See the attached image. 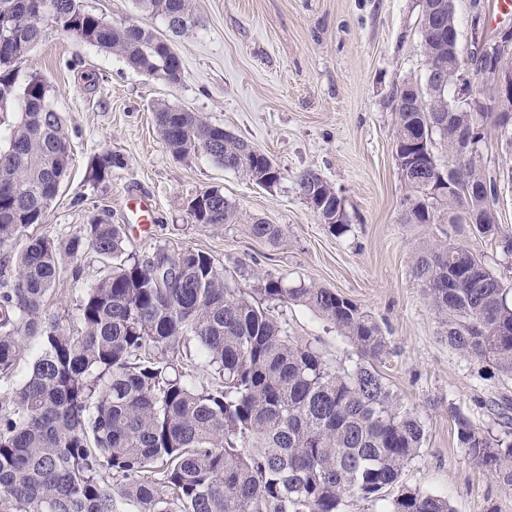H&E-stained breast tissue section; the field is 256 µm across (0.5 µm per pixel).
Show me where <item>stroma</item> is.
<instances>
[{
  "mask_svg": "<svg viewBox=\"0 0 512 512\" xmlns=\"http://www.w3.org/2000/svg\"><path fill=\"white\" fill-rule=\"evenodd\" d=\"M107 21L162 19L135 0H82ZM459 42L469 47L474 14L491 38L512 26L497 0H453ZM198 24L175 38L183 66L179 84L130 68L115 53L47 30L23 58L22 75L39 76L68 133L71 170L46 223L27 228L66 242L99 216L126 229V252L145 259L159 248L194 249L226 267L244 288L272 274L290 286L316 284L338 292L383 330L389 353L378 368L425 426L420 457L404 484L449 500L455 512H512V485L473 464L462 452L452 416L460 411L482 429L496 424L486 409L512 379L449 348L421 285L411 274L418 245L439 226L406 221L408 191L394 154L390 99L406 79L421 81L426 60L418 28L419 0H193ZM168 103L249 141L279 166L282 178L265 189L225 170L208 156H173L156 127L154 105ZM125 165L97 183L90 166L104 150ZM318 173L344 198L351 230L341 237L320 224L296 190L304 171ZM222 189L241 211L239 223H191L185 204L206 189ZM152 203V224L130 221L131 202ZM280 225L271 243L253 238L254 219ZM80 277L64 272L47 304L67 330L72 307L104 273L95 254L79 261ZM291 335L330 365L351 364L355 350L308 308L279 307Z\"/></svg>",
  "mask_w": 512,
  "mask_h": 512,
  "instance_id": "35a3bbf8",
  "label": "stroma"
}]
</instances>
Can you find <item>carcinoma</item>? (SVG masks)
Listing matches in <instances>:
<instances>
[{"mask_svg":"<svg viewBox=\"0 0 512 512\" xmlns=\"http://www.w3.org/2000/svg\"><path fill=\"white\" fill-rule=\"evenodd\" d=\"M0 0V112L17 113L0 146V249L12 247L49 209L69 169L71 145L44 81L18 82L17 64L42 40L46 26L119 53L127 64L170 84L182 79L171 39L142 23L113 24L81 0ZM169 33L198 24L192 0H138ZM422 18L427 62L445 90L396 87L394 148L403 160L408 220L446 224L448 239L420 246L411 271L441 318L448 347L512 377V278L492 270L470 244L494 242L512 258V232L498 221V194L512 182L493 172L484 153L497 132L512 147V126L485 91L458 80L448 40L425 34V21L457 27L452 0H426ZM471 99L469 111L446 112L448 92ZM155 120L177 157L202 153L267 188L282 177L248 142L197 112L160 103ZM448 113L447 127L435 125ZM480 148L460 156L463 133ZM125 165L109 149L91 179L105 181ZM446 183L432 192L431 181ZM296 189L320 223L340 237L349 230L345 200L313 171ZM194 224H236L238 206L210 188L187 202ZM249 234L276 242L277 224L256 219ZM125 228L94 217L64 244L31 237L14 265H0V381L14 376L22 342L41 340L17 387L0 392V512H347L354 499L383 501L385 512H453L447 499L400 485L420 457L421 417L405 407L374 361L388 354L378 323L351 300L315 284L287 288L268 276L248 290L208 254L159 248L146 260L126 256ZM86 252L106 273L74 305L80 331L63 330L47 314L57 278ZM261 295L259 301L255 295ZM298 304L320 315L355 347L357 360L330 366L300 343L275 315ZM197 343L203 367L219 382L197 389L185 343ZM512 399L494 402L493 434L454 413L465 455L512 484Z\"/></svg>","mask_w":512,"mask_h":512,"instance_id":"obj_1","label":"carcinoma"}]
</instances>
